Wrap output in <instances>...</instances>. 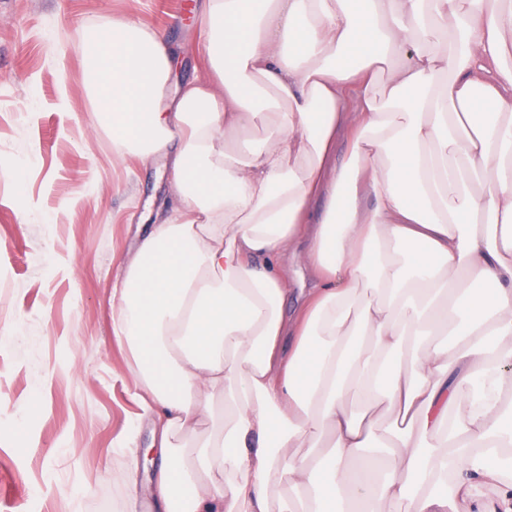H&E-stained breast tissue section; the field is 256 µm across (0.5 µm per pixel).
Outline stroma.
Here are the masks:
<instances>
[{
  "instance_id": "obj_1",
  "label": "stroma",
  "mask_w": 512,
  "mask_h": 512,
  "mask_svg": "<svg viewBox=\"0 0 512 512\" xmlns=\"http://www.w3.org/2000/svg\"><path fill=\"white\" fill-rule=\"evenodd\" d=\"M201 4L0 0V512H127L114 474L130 462L138 512H153L151 425L112 332V284L175 193L158 163L116 158L84 41L126 17L166 37L173 81L200 78Z\"/></svg>"
}]
</instances>
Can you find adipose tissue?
<instances>
[{
	"label": "adipose tissue",
	"instance_id": "1",
	"mask_svg": "<svg viewBox=\"0 0 512 512\" xmlns=\"http://www.w3.org/2000/svg\"><path fill=\"white\" fill-rule=\"evenodd\" d=\"M201 21L174 96L134 20L85 61L116 154L175 187L112 289L156 512H512V0Z\"/></svg>",
	"mask_w": 512,
	"mask_h": 512
}]
</instances>
